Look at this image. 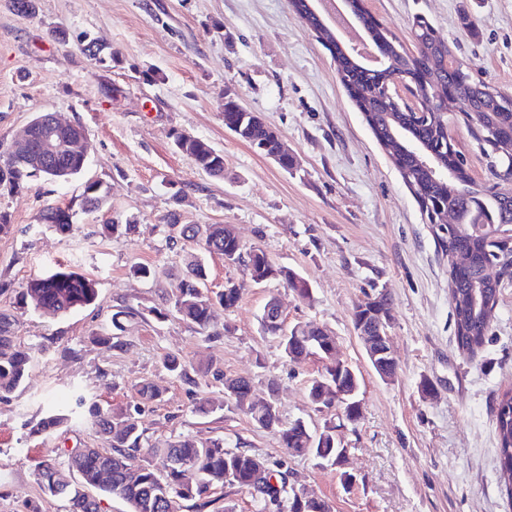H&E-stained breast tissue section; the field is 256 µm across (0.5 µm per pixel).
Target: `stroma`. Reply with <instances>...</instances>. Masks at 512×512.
Wrapping results in <instances>:
<instances>
[{"label":"stroma","instance_id":"obj_1","mask_svg":"<svg viewBox=\"0 0 512 512\" xmlns=\"http://www.w3.org/2000/svg\"><path fill=\"white\" fill-rule=\"evenodd\" d=\"M364 5L410 52L412 21L425 16L458 60L512 96V0ZM86 35L103 46V62L82 52ZM228 91L279 132L296 171L283 172L225 129ZM40 112L85 127L86 174L112 193L89 214L79 208L78 179L35 178L22 191L0 193V212L12 224L0 235V312L13 314L16 342L33 355L29 384L0 403V512H27L37 500L44 512H63L60 502L42 497L39 462L62 444H100L87 420L63 439L33 434L47 396L64 402L79 390L106 408L138 409L149 445L220 436L228 447L271 461L282 454L277 437L225 404L214 371L250 379L256 397L276 382L284 422L320 428L335 420V410L317 411L307 397L322 360L288 361L278 340L262 333L259 317L273 297L286 327L311 322L330 330L338 360L360 379L362 416L342 432L350 449L343 470L292 458L296 487L329 501L333 512H512L494 414L499 395L512 389V284L502 290L488 342L463 354L435 228L349 99L329 51L289 0H36L28 16L0 0V141L11 142ZM448 120L470 178L488 182L490 158L457 104H449ZM178 132L222 151L223 178L205 175L177 150ZM174 186L184 192L183 223L232 225L244 248H261L275 264L301 273L311 300L278 280L250 282L244 267L212 256L209 293L229 279L245 285L236 308L215 310L223 335L206 338L174 316L157 320L154 309L169 307L184 267V251L166 243ZM49 204L73 208L69 233L40 223ZM110 221L138 229L103 236ZM135 263L157 268L156 277H132ZM60 267L96 282L94 303L64 315L19 305L30 279ZM374 288L391 299V382L371 369L353 324L356 305ZM118 311L125 344L110 351L95 338L111 332ZM167 355L194 366V383L163 368ZM425 380L432 393L422 392ZM146 382L161 390V400H141ZM199 395L216 404L215 413L194 412ZM344 470L357 478L354 491L342 486Z\"/></svg>","mask_w":512,"mask_h":512}]
</instances>
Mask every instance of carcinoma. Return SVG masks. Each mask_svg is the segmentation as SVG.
I'll list each match as a JSON object with an SVG mask.
<instances>
[{
    "instance_id": "cac0c4a2",
    "label": "carcinoma",
    "mask_w": 512,
    "mask_h": 512,
    "mask_svg": "<svg viewBox=\"0 0 512 512\" xmlns=\"http://www.w3.org/2000/svg\"><path fill=\"white\" fill-rule=\"evenodd\" d=\"M354 11L360 14L371 34L372 45L388 57L389 63L384 68H358L357 61L339 48L331 30L322 27L311 13L306 19L322 44L333 45L332 55L341 83L352 86L357 94L353 101L359 111L370 110L378 124L375 133L378 143L399 172H408V189L413 196L427 204L423 213L429 223L435 224L436 236L448 255V289L457 347L473 354L484 346L490 331V321L477 305L491 310L497 306L501 295V289L484 280V270L496 265L511 273L509 280L512 281V248L494 240L500 227L512 224V195L497 189L499 183L512 178V168L508 167L512 138L507 137L492 146V151L501 158L500 166L491 172L493 184L478 185L463 174L446 176L433 169L428 160L429 150H437L444 137L442 117L437 114L433 102L449 93L456 95L472 135L482 142L492 127L512 131V111L499 109L496 98L501 92L480 91L488 86L487 82L473 76L463 82L459 71L448 66V57L453 55L451 46L437 36L424 18L418 16L413 22L414 39L420 54L417 58L398 53L401 44L388 35L387 29L371 15L361 13V9L356 7ZM406 69L424 73V82L415 88L416 95L428 104V117L421 122L415 120L412 113L384 111L381 100L384 80L387 75L401 74ZM224 127L261 155L268 156L278 147L279 133L229 94L224 102ZM174 141L199 170L213 178L224 177V154L207 140L197 137L183 142L176 135ZM36 160V155L14 159L0 153V168L10 173V179L1 181L0 187L9 192L18 191L36 176L51 182H66L81 174L87 166L83 150L72 153L63 165L49 169L36 164ZM110 191L111 187L100 180L83 185L84 210L102 209L108 203ZM441 207L457 210L461 224H481L485 228L484 234L472 236L460 227L434 222V214ZM40 221L62 234L70 232L73 224L68 209L52 204L41 211ZM164 221L168 229V246L175 248L193 242L203 252L221 258L236 252L239 254L236 263L245 267L250 280L257 277L278 279L291 290L305 294L306 279L301 274L288 266L274 264L260 248L251 258L243 255L244 249L224 233V225L183 224L175 208L167 211ZM208 278L209 267L205 260L195 252L188 254L176 284L172 309L201 333L215 336V307L219 305L226 310L237 307L243 288H226L209 296L203 292ZM19 298L24 305L66 314L92 304L97 298V288L94 280L59 268L29 281ZM261 326L265 334L279 338L283 354L290 361L314 354L325 359L323 371L307 388L308 397L319 410L334 408L330 385L336 383V353H324L328 345L326 337L311 332L309 337L290 344L288 336L280 334L279 327L264 322ZM162 364L172 375L190 378L188 366L181 358L166 355ZM32 367L31 353L15 342L14 319L0 313V401L10 399L26 385ZM251 389L252 383L247 378H224L225 400L234 401L259 427L275 432L284 458L270 462L238 448H227L221 438L202 442L187 435L169 442L164 448L150 447V453L165 459L163 469L159 470L142 463L143 430L134 413L114 412L80 397L76 406L83 409L84 415L95 426L102 446L86 448L80 453L61 446L53 449V455L42 462V494L49 499H65L69 504L68 512H106L103 502L111 497L121 499L127 512H179L182 501H193L199 509L213 505L212 494L229 485L250 492L256 512H267L269 508L275 512H331V506L325 500L310 505L300 498L298 489L289 482L286 457H319L336 464L344 451V447L336 442V424H324L319 436L311 442L301 421L283 423L275 383L268 387L269 403L260 407L244 405ZM71 423V410L50 406L33 433L50 437L67 429ZM496 430L500 477L507 494L512 497L511 390L497 400Z\"/></svg>"
}]
</instances>
